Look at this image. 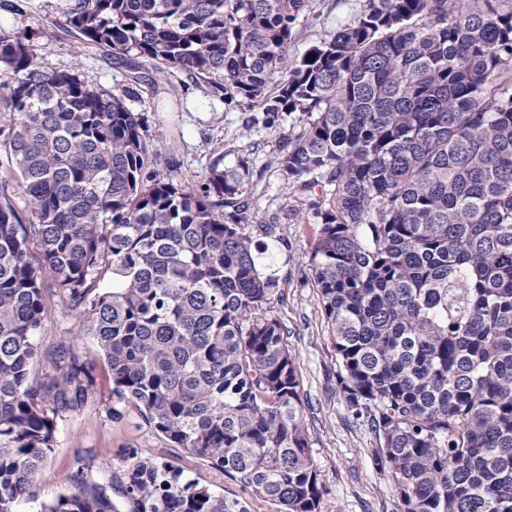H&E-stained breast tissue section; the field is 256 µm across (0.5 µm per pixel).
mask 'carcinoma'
<instances>
[{"instance_id": "carcinoma-1", "label": "carcinoma", "mask_w": 512, "mask_h": 512, "mask_svg": "<svg viewBox=\"0 0 512 512\" xmlns=\"http://www.w3.org/2000/svg\"><path fill=\"white\" fill-rule=\"evenodd\" d=\"M65 16L136 85L180 71L247 128L298 116L268 166L312 198L313 286L376 465L403 512H512V0H360L300 59L288 46L314 0H69ZM38 58L0 29L17 75L0 84V512L36 501L57 417L85 397L65 345L57 375L32 378L49 280L156 431L278 512H321L279 280L244 229L262 174L241 156L183 184L128 107L133 88ZM130 459L129 512H247ZM68 480L37 512H113Z\"/></svg>"}]
</instances>
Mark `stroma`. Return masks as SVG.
I'll return each instance as SVG.
<instances>
[{"label":"stroma","mask_w":512,"mask_h":512,"mask_svg":"<svg viewBox=\"0 0 512 512\" xmlns=\"http://www.w3.org/2000/svg\"><path fill=\"white\" fill-rule=\"evenodd\" d=\"M67 2L28 0L25 13L18 15L0 0V28L36 32L51 27L56 39L41 45L43 67H76L106 91L122 92L128 85L125 66L68 31ZM357 7L358 0H324L318 7L317 24L290 45L289 54L301 57L313 42L352 18ZM127 104L146 118L153 149L176 157L182 179L204 176L216 162L224 168L235 167L241 150L247 151L254 170L263 171L265 195L253 203L245 231L258 245L259 268L280 281L274 313L295 358L302 423L317 469L329 489L322 512H403L386 474L375 464V434L366 423L352 419L337 384L331 333L311 280L315 221L309 200L288 193L275 169L268 166L281 136L291 133L296 116L284 117L275 129L260 124L247 128L240 112L226 109L209 88L192 83L174 92L162 81L156 91L141 90L129 97ZM272 222L278 231L269 236L262 227ZM76 331L74 316L59 306L57 297H49L40 349L45 352L68 341L73 355L89 371L88 394L79 410L60 413L55 449L39 474L37 501L19 503L18 512H35L37 503L69 494L72 485L68 477L79 469L90 484L106 491L119 512H128L123 488L131 451L143 460L170 461L201 486L240 500L248 512H277L273 502L242 489L205 459L175 447L133 403L113 395L112 374L96 342L77 336Z\"/></svg>","instance_id":"1"}]
</instances>
